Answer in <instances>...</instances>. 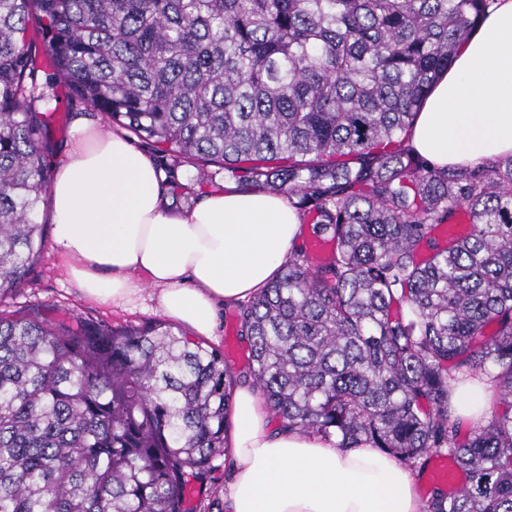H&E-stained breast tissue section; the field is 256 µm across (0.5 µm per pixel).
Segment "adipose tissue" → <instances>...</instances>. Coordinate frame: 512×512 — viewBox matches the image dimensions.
Listing matches in <instances>:
<instances>
[{"label": "adipose tissue", "mask_w": 512, "mask_h": 512, "mask_svg": "<svg viewBox=\"0 0 512 512\" xmlns=\"http://www.w3.org/2000/svg\"><path fill=\"white\" fill-rule=\"evenodd\" d=\"M409 142L439 168L512 154V0H495L459 47ZM51 198L52 247L79 292L129 304L151 286L164 315L204 337L222 307L248 302L279 276L302 233L287 196L233 185L172 212L154 160L124 133L86 123L55 167ZM495 391L490 375L460 379L455 415L480 421ZM268 419L258 391L237 387L225 512H423L404 462L376 448L273 431Z\"/></svg>", "instance_id": "1"}]
</instances>
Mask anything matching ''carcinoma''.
Listing matches in <instances>:
<instances>
[{
  "instance_id": "cac0c4a2",
  "label": "carcinoma",
  "mask_w": 512,
  "mask_h": 512,
  "mask_svg": "<svg viewBox=\"0 0 512 512\" xmlns=\"http://www.w3.org/2000/svg\"><path fill=\"white\" fill-rule=\"evenodd\" d=\"M495 0H0V297L43 250L51 113L27 39L88 108L174 162L288 195L308 232L240 310L282 426L465 475L425 512H512V155L441 169L409 129ZM470 230L443 240L460 208ZM492 375V418L449 409ZM237 379L163 323L0 314V512H183Z\"/></svg>"
}]
</instances>
